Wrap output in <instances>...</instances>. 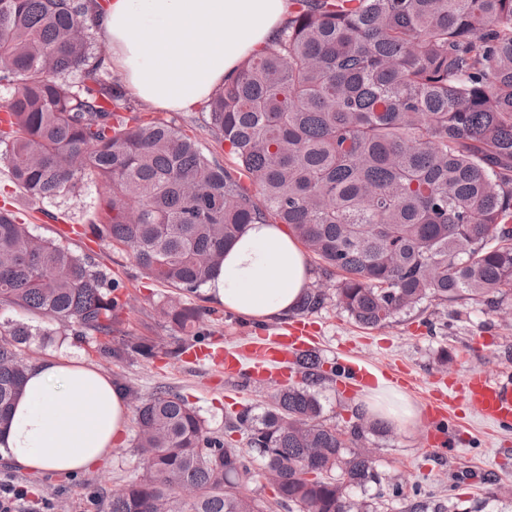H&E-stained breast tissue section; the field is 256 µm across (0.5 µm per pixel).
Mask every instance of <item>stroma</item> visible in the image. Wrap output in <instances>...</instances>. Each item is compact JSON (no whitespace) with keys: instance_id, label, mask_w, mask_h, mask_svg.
<instances>
[{"instance_id":"obj_1","label":"stroma","mask_w":512,"mask_h":512,"mask_svg":"<svg viewBox=\"0 0 512 512\" xmlns=\"http://www.w3.org/2000/svg\"><path fill=\"white\" fill-rule=\"evenodd\" d=\"M97 192V186L89 183L70 200L31 202L20 195L15 206L19 217L37 235L61 238L71 250L93 257L101 269L119 280L133 298L123 332L151 337L163 344L164 351L149 360L133 357L116 362L101 357L85 341L54 336L36 340L32 359H79L108 377L124 379L138 396L166 387L199 411L209 431L245 446V434L237 423L239 413L246 409L260 412L275 387L298 382V375L282 376L274 385L220 379L208 367L168 356V348L190 341L189 336L156 312L172 290L147 278L126 251L84 235L82 226ZM193 302L205 310L200 323L205 346H237L268 329L264 323L240 320L210 301L206 294L194 296ZM308 319L321 336V358L329 374L313 392L322 405L324 419L345 430L353 424L365 391L344 389L336 374L340 360L359 359L377 367L405 368L416 379L405 393L419 406L424 403L425 392L461 380L472 371L493 376L512 371V298L499 310L469 299L440 305L427 303L389 326L376 329L360 327L331 302L309 314ZM443 354L451 361L445 370L437 363ZM445 432L450 446L443 456L427 447V428L422 424L408 431L389 426L371 435L372 445L378 450L376 468L383 478V512H410L415 505L422 506L424 512H435L438 505L451 500L458 501L462 512L475 505L480 506L481 512H512V427L484 423L459 401ZM140 461L141 451L135 448L134 432L129 429L109 456L80 474L50 476L20 471L0 461V482L24 485L31 499L50 501L54 512H87L88 492L95 490L108 496L115 484L135 472ZM458 476L464 482L456 489L452 482Z\"/></svg>"}]
</instances>
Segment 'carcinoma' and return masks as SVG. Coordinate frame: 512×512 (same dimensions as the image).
<instances>
[{"label": "carcinoma", "instance_id": "carcinoma-1", "mask_svg": "<svg viewBox=\"0 0 512 512\" xmlns=\"http://www.w3.org/2000/svg\"><path fill=\"white\" fill-rule=\"evenodd\" d=\"M288 20L206 102L205 127L234 167L142 117L97 46L99 0H0V160L32 201L102 192L85 234L123 247L175 290L157 313L199 337L196 294L249 224H285L332 289L376 328L425 302L494 303L512 293V0H291ZM0 304L48 321L43 335L89 339L115 361L155 357L121 334L120 284L0 206ZM33 329L0 322V430L30 366ZM142 459L108 512H266L258 477L288 512H373L353 490L381 483L356 414L322 420L305 386L239 417L247 447L208 430L159 387L136 397Z\"/></svg>", "mask_w": 512, "mask_h": 512}]
</instances>
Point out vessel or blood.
I'll use <instances>...</instances> for the list:
<instances>
[{"label":"vessel or blood","instance_id":"vessel-or-blood-1","mask_svg":"<svg viewBox=\"0 0 512 512\" xmlns=\"http://www.w3.org/2000/svg\"><path fill=\"white\" fill-rule=\"evenodd\" d=\"M317 338L308 319L299 318L274 328L272 339L251 343L248 350L196 347L186 352L185 362L209 365L226 377L265 379L269 367L294 369L304 354L313 351ZM467 405L485 420L512 426V375L493 379L482 372L469 373L458 385Z\"/></svg>","mask_w":512,"mask_h":512}]
</instances>
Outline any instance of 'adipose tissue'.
Returning <instances> with one entry per match:
<instances>
[{"instance_id": "ef3b65f1", "label": "adipose tissue", "mask_w": 512, "mask_h": 512, "mask_svg": "<svg viewBox=\"0 0 512 512\" xmlns=\"http://www.w3.org/2000/svg\"><path fill=\"white\" fill-rule=\"evenodd\" d=\"M289 8V0H106L99 25L128 92L152 107L186 112L269 42ZM311 281L305 252L283 225L251 224L206 289L239 317L272 320L288 315ZM362 411L399 430L420 418L393 387L370 389ZM129 417L124 392L108 376L76 359L42 358L0 430V458L43 473L84 470L109 455Z\"/></svg>"}]
</instances>
